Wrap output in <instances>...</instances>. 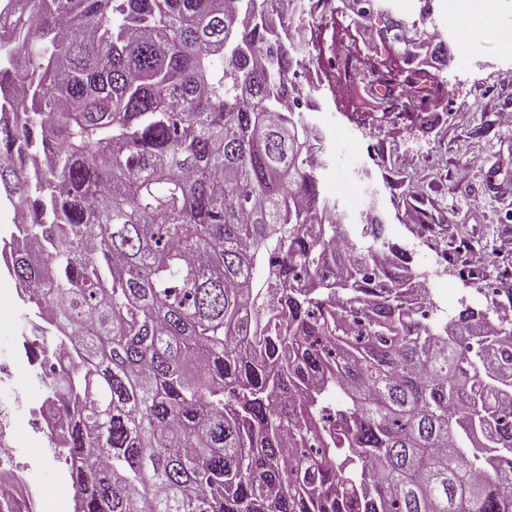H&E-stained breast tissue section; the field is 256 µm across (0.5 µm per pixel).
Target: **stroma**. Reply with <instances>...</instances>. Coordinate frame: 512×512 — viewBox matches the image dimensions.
<instances>
[{
  "mask_svg": "<svg viewBox=\"0 0 512 512\" xmlns=\"http://www.w3.org/2000/svg\"><path fill=\"white\" fill-rule=\"evenodd\" d=\"M467 2L464 12L457 0H389L374 21L381 30L397 15L410 23L428 5L431 23L454 28L455 46L423 63L419 83L427 96L402 87L391 105H381L372 76L398 68L408 48L389 39L382 53L366 54L348 0H329L319 24L306 28L315 50L297 72L302 81L308 71L320 74L326 108L319 126L323 165L316 171L321 196L335 202L345 228L361 229L367 213L379 216L386 240L428 275L436 325L465 307L512 305V251L498 248L512 236V50L506 48L512 18L498 10L497 0ZM339 45L356 61L357 76L347 83L322 64ZM417 179L431 184L419 197L410 190ZM24 325L16 284L1 274V363L19 361ZM41 401L24 370L0 388L19 459L43 492L42 512H72L75 491L31 415Z\"/></svg>",
  "mask_w": 512,
  "mask_h": 512,
  "instance_id": "35a3bbf8",
  "label": "stroma"
}]
</instances>
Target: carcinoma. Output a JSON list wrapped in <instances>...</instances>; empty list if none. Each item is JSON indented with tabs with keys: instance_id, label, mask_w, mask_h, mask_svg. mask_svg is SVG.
Here are the masks:
<instances>
[{
	"instance_id": "1",
	"label": "carcinoma",
	"mask_w": 512,
	"mask_h": 512,
	"mask_svg": "<svg viewBox=\"0 0 512 512\" xmlns=\"http://www.w3.org/2000/svg\"><path fill=\"white\" fill-rule=\"evenodd\" d=\"M278 6L0 0V263L73 512H512V322L433 327L342 230Z\"/></svg>"
}]
</instances>
